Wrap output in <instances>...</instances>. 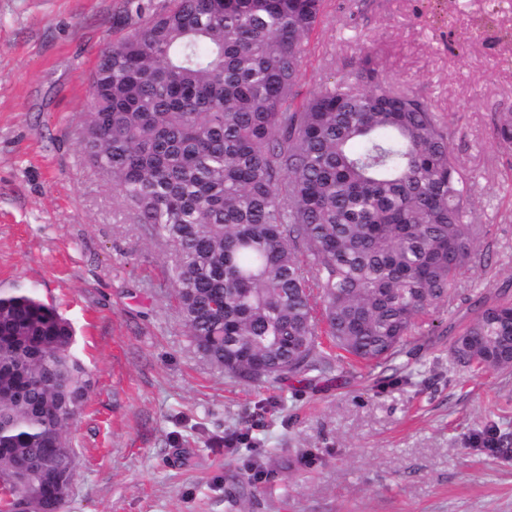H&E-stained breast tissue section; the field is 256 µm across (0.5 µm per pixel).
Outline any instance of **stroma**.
<instances>
[{"label":"stroma","mask_w":512,"mask_h":512,"mask_svg":"<svg viewBox=\"0 0 512 512\" xmlns=\"http://www.w3.org/2000/svg\"><path fill=\"white\" fill-rule=\"evenodd\" d=\"M122 0H0V288L35 290L76 330L88 402L64 512H512V370L450 357L421 325L373 367L227 377L193 348L170 249L89 164V74ZM369 51L425 97L475 182L483 225L451 304L512 290V0H325L302 88Z\"/></svg>","instance_id":"35a3bbf8"}]
</instances>
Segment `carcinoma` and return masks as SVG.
Instances as JSON below:
<instances>
[{
  "label": "carcinoma",
  "instance_id": "obj_1",
  "mask_svg": "<svg viewBox=\"0 0 512 512\" xmlns=\"http://www.w3.org/2000/svg\"><path fill=\"white\" fill-rule=\"evenodd\" d=\"M323 0H125L99 52L80 143L139 224L170 247L198 355L230 378L323 375L403 353L453 294L483 227L447 128L372 58L298 99ZM494 139L512 148V112ZM71 324L0 290V512H64L70 410L90 380ZM454 361L512 368V299L456 327Z\"/></svg>",
  "mask_w": 512,
  "mask_h": 512
}]
</instances>
